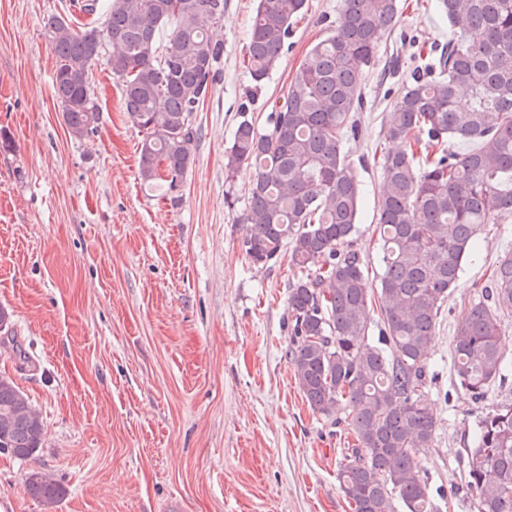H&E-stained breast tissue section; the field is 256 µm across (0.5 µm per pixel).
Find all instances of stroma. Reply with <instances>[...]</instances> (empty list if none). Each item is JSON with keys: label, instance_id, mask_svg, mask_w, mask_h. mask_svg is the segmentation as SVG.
<instances>
[{"label": "stroma", "instance_id": "stroma-1", "mask_svg": "<svg viewBox=\"0 0 512 512\" xmlns=\"http://www.w3.org/2000/svg\"><path fill=\"white\" fill-rule=\"evenodd\" d=\"M340 0H307L291 46L247 99L246 34L257 0H226L224 56L212 95L194 120L201 136L180 200L138 177L141 134L104 63L92 70L100 123L72 137L52 89L55 56L42 34L51 14L75 27L102 22L73 0H0V374L39 412L45 437L26 461L0 453V512H45L25 488L47 471L67 493L55 512H351L337 465L346 430L315 415L285 356L287 258L253 267L241 214L253 174L224 181V153L241 113L264 124ZM455 28L437 0L403 10L364 79L367 106L348 160L363 200L354 243L379 271L373 160L396 83ZM237 198L224 203L226 192ZM448 294L431 344L439 377L429 391L437 430L420 454L440 512H474L463 450L489 400L475 401L451 367L455 328L500 255L512 250V217L485 225Z\"/></svg>", "mask_w": 512, "mask_h": 512}]
</instances>
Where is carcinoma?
Segmentation results:
<instances>
[{
    "label": "carcinoma",
    "mask_w": 512,
    "mask_h": 512,
    "mask_svg": "<svg viewBox=\"0 0 512 512\" xmlns=\"http://www.w3.org/2000/svg\"><path fill=\"white\" fill-rule=\"evenodd\" d=\"M440 2L459 34L437 62L414 68L402 83L383 133L392 147L380 155L375 281L353 248L362 189L346 145L358 136L352 114L363 105L379 44L397 26L399 0H340L335 24L307 54L282 104L261 126L243 117L224 155L225 182L244 164L254 171L242 213L249 262L267 269L286 251L299 273L288 288L286 357L314 413L329 419L347 411L352 443L337 481L353 512H438L420 464L436 430L430 345L483 225L512 215V0ZM305 6L258 0L246 37L255 89L276 69ZM223 17L224 0H107L101 25L80 30L49 16L53 91L70 134L98 130L90 72L102 59L122 82L124 112L142 134V184L172 196L194 163V112L211 95L224 57L209 30ZM455 139L481 146L457 153L448 148ZM375 304L381 328L371 338ZM505 311H512V251L498 259L457 327L453 369L475 400L512 375L500 342ZM44 435L29 398L1 376L0 452L26 460ZM464 458L476 512H512V397L491 404ZM25 487L46 512L65 495L42 472Z\"/></svg>",
    "instance_id": "obj_1"
}]
</instances>
